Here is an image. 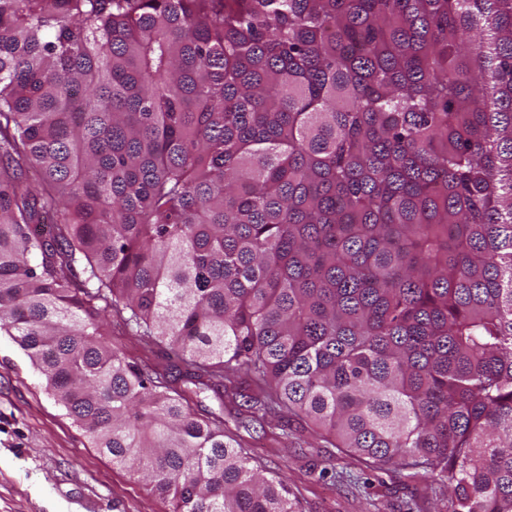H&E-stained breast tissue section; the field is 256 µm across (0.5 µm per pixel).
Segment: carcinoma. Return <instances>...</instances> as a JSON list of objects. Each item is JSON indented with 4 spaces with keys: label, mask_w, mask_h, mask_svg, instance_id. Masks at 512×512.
Returning a JSON list of instances; mask_svg holds the SVG:
<instances>
[{
    "label": "carcinoma",
    "mask_w": 512,
    "mask_h": 512,
    "mask_svg": "<svg viewBox=\"0 0 512 512\" xmlns=\"http://www.w3.org/2000/svg\"><path fill=\"white\" fill-rule=\"evenodd\" d=\"M1 331L169 512H296L226 394L512 512V0H0ZM110 341L134 360L137 359V361H139V358H143L160 366L168 364L164 350L159 348L153 350L144 349L137 341L126 336L125 330L120 320L117 318L112 321V336H110Z\"/></svg>",
    "instance_id": "carcinoma-1"
}]
</instances>
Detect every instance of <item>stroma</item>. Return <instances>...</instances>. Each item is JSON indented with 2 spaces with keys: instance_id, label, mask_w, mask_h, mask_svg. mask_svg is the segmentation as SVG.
<instances>
[{
  "instance_id": "35a3bbf8",
  "label": "stroma",
  "mask_w": 512,
  "mask_h": 512,
  "mask_svg": "<svg viewBox=\"0 0 512 512\" xmlns=\"http://www.w3.org/2000/svg\"><path fill=\"white\" fill-rule=\"evenodd\" d=\"M267 477H282L299 512H449L447 489L392 466L347 465L305 421L276 410L237 428ZM0 512H168L112 465L46 391L23 350L0 333Z\"/></svg>"
}]
</instances>
